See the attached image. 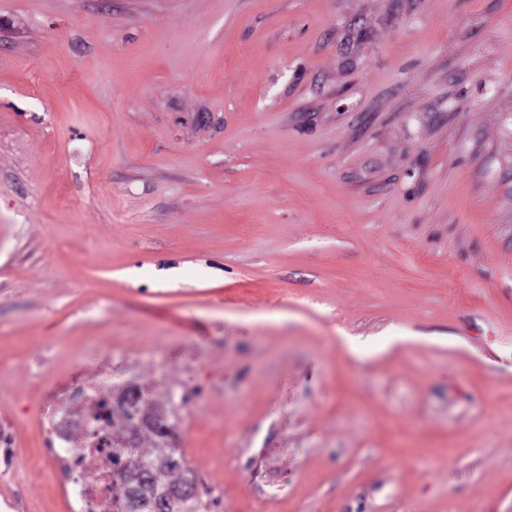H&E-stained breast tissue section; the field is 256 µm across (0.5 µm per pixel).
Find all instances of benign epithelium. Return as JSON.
Listing matches in <instances>:
<instances>
[{
  "label": "benign epithelium",
  "mask_w": 512,
  "mask_h": 512,
  "mask_svg": "<svg viewBox=\"0 0 512 512\" xmlns=\"http://www.w3.org/2000/svg\"><path fill=\"white\" fill-rule=\"evenodd\" d=\"M132 388L133 385L130 383L114 388L110 396L102 398L105 402L104 408L101 409L95 405L88 408L76 425L90 440L91 447L108 448L111 441L103 430L102 412L105 410L112 412V418L117 422L120 420L128 422V438L125 444L127 452L121 457L116 467L120 481L124 484L122 492L127 512H142L148 504L152 506L153 512H195L201 494L197 484L191 480L161 495L148 497L147 492L150 491V487L146 479V471L139 455L133 452V448L137 447L138 435L150 430L159 431L164 435V441L170 448V452L162 464L181 467L184 460L179 451L177 433L168 423L166 413L153 412L146 405L141 406L137 412L130 409L129 395Z\"/></svg>",
  "instance_id": "benign-epithelium-1"
}]
</instances>
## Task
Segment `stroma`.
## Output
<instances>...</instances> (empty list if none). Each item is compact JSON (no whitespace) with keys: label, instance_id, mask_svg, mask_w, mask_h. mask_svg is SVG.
Instances as JSON below:
<instances>
[{"label":"stroma","instance_id":"35a3bbf8","mask_svg":"<svg viewBox=\"0 0 512 512\" xmlns=\"http://www.w3.org/2000/svg\"><path fill=\"white\" fill-rule=\"evenodd\" d=\"M126 382L208 512H512V0H0V512Z\"/></svg>","mask_w":512,"mask_h":512}]
</instances>
